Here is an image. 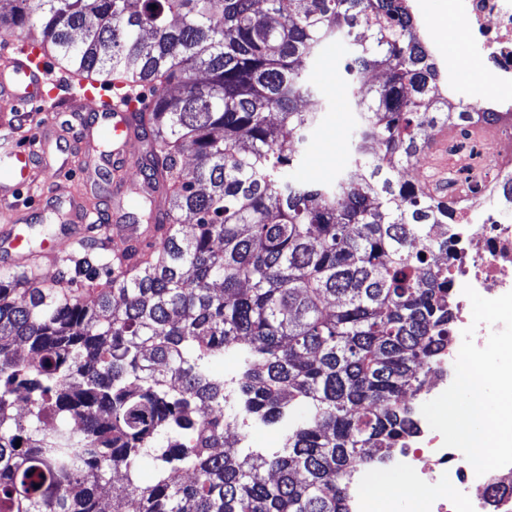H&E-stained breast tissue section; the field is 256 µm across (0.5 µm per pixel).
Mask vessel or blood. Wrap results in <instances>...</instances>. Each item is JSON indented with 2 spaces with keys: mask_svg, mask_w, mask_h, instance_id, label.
Masks as SVG:
<instances>
[{
  "mask_svg": "<svg viewBox=\"0 0 512 512\" xmlns=\"http://www.w3.org/2000/svg\"><path fill=\"white\" fill-rule=\"evenodd\" d=\"M92 91L76 89L67 97H59L47 86L46 69L37 50L20 47L15 59L0 67V102L12 111H46L39 133L24 141L15 134L0 136V159L5 160L8 176L0 179V212L8 217L0 227V242L7 244L11 262H19L26 249L25 237L19 226L25 223L26 213L33 207L62 212L75 230L67 238L47 243L41 253L46 264L63 259L69 249L96 230L100 222H107L110 238L120 240L133 237L135 229L128 224V215L121 201H114L108 217H101L94 206L88 205L83 194L58 197L42 192L39 171L57 173L58 164L65 156L60 142L73 121H80V144L87 157V177L99 180L111 174L127 171L140 164V155L131 153L135 138L132 114L136 102L113 103L111 108L94 106ZM108 139L110 149L99 152L100 139Z\"/></svg>",
  "mask_w": 512,
  "mask_h": 512,
  "instance_id": "b4317fda",
  "label": "vessel or blood"
}]
</instances>
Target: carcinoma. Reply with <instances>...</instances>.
<instances>
[{
	"label": "carcinoma",
	"mask_w": 512,
	"mask_h": 512,
	"mask_svg": "<svg viewBox=\"0 0 512 512\" xmlns=\"http://www.w3.org/2000/svg\"><path fill=\"white\" fill-rule=\"evenodd\" d=\"M16 31L76 87H149L133 219L156 242L0 268V512H348L349 476L415 433L451 330V210L398 178L448 125L407 0H0ZM332 37L350 158L291 181ZM73 270L105 274L93 305ZM285 418L281 450L227 451Z\"/></svg>",
	"instance_id": "carcinoma-1"
}]
</instances>
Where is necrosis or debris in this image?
I'll use <instances>...</instances> for the list:
<instances>
[{"label":"necrosis or debris","instance_id":"necrosis-or-debris-1","mask_svg":"<svg viewBox=\"0 0 512 512\" xmlns=\"http://www.w3.org/2000/svg\"><path fill=\"white\" fill-rule=\"evenodd\" d=\"M465 33L469 72L448 69V89L464 84L465 74L485 80L482 96L460 102L449 98L452 123H463L467 151L449 154L454 178L449 186L454 219L444 233L452 246L448 259L453 313L448 353L457 357L462 332L485 346L490 325L473 324L464 286L492 299L512 291V0H448ZM416 446L401 449L399 465L413 481L420 512H512V468L476 475L464 454L443 447L425 418H417Z\"/></svg>","mask_w":512,"mask_h":512}]
</instances>
